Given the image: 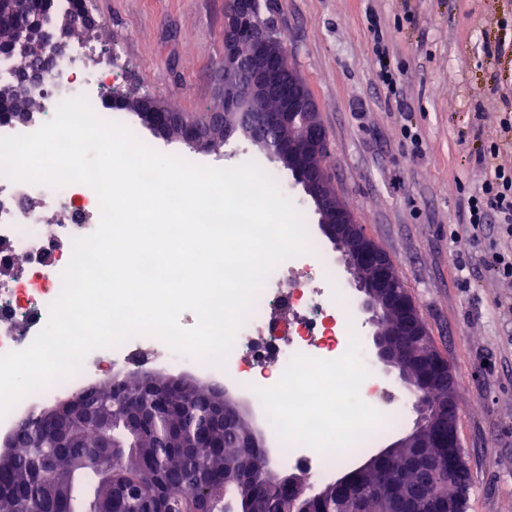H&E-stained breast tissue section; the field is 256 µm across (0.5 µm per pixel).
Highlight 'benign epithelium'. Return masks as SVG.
Returning a JSON list of instances; mask_svg holds the SVG:
<instances>
[{"label":"benign epithelium","instance_id":"benign-epithelium-1","mask_svg":"<svg viewBox=\"0 0 512 512\" xmlns=\"http://www.w3.org/2000/svg\"><path fill=\"white\" fill-rule=\"evenodd\" d=\"M72 31L68 22L50 23L42 19L40 40L44 49L55 52ZM288 56L276 28L257 18V0H234V8L224 20V61L219 66L224 90V109L210 112L209 132L242 130L255 144L266 149L282 166L291 172L296 183L313 202L323 233L336 246L348 274V285L360 294V308L366 315L365 324L372 329L371 352L376 362L398 370L401 381L414 397L419 418L407 439L417 448H428L438 439L448 440L445 470L448 485L458 483L461 459L454 418L457 402L453 383H448V405L440 408L424 396L427 389L443 379L442 357H429L420 365V373L409 377L403 361L412 355L408 337L419 336L425 325L416 306L406 293L396 291L398 275L393 264L371 240L360 231L353 216L331 192L322 171L315 168L300 173L293 161L300 153H317L326 133L315 115L318 108L312 96L298 81L285 82ZM163 108L153 104L150 110L137 112L143 125L154 133L166 135L163 128ZM307 118L305 126L294 139L272 141L268 132L292 122L297 116ZM177 124L183 129L186 143L199 152L211 149L208 132L177 113ZM153 377H146V388L128 401L126 418L129 425L141 428L153 414L166 408L163 394L152 387ZM75 397L45 407L41 419L45 431L59 445L65 444L62 417L79 404Z\"/></svg>","mask_w":512,"mask_h":512}]
</instances>
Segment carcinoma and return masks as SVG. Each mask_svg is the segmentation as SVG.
<instances>
[{
    "mask_svg": "<svg viewBox=\"0 0 512 512\" xmlns=\"http://www.w3.org/2000/svg\"><path fill=\"white\" fill-rule=\"evenodd\" d=\"M50 2L27 0L22 10L0 21V58L19 57L27 64L43 52L32 37L22 46L18 38L30 32ZM33 107L34 101L18 95L17 84H0V116L15 118ZM142 386L141 377L133 374L82 392L112 418L110 448L100 447L101 431L88 427L78 408L65 414L66 448L55 447L38 414L21 419L13 457L0 467V512H103L108 507L119 512L132 495L139 512H224V501L209 485L224 480L234 508L260 496L266 512H277L281 485L273 483L263 444L253 439L247 422L220 416V407L232 404L226 395L201 382L192 384L174 394L177 405L192 408L191 416H161L147 430L133 433L121 409ZM199 419L210 421V447L168 437L176 423ZM446 451L443 441L433 448H393L385 466L372 464L362 481L351 479L335 496L306 502L303 512H438L454 492L443 477L425 490L419 463L440 460ZM49 457L52 468L47 469L42 460Z\"/></svg>",
    "mask_w": 512,
    "mask_h": 512,
    "instance_id": "cac0c4a2",
    "label": "carcinoma"
}]
</instances>
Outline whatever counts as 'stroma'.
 Instances as JSON below:
<instances>
[{
  "label": "stroma",
  "instance_id": "stroma-1",
  "mask_svg": "<svg viewBox=\"0 0 512 512\" xmlns=\"http://www.w3.org/2000/svg\"><path fill=\"white\" fill-rule=\"evenodd\" d=\"M228 0H86L83 35L125 64L121 93L178 112L222 103ZM308 85L327 133L324 175L367 237L392 261L463 401L456 429L471 487L465 512H512V280L487 263L493 238L475 244L458 202L485 178L475 160L498 142L512 166V0H271L262 9ZM383 36L397 90L378 77ZM424 141L414 156L404 138ZM264 160L310 232L318 215L292 177L235 134L202 153L204 166ZM470 264L468 275L458 262Z\"/></svg>",
  "mask_w": 512,
  "mask_h": 512
}]
</instances>
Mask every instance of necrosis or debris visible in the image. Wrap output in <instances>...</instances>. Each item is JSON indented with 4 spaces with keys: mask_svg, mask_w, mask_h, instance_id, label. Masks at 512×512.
Instances as JSON below:
<instances>
[{
    "mask_svg": "<svg viewBox=\"0 0 512 512\" xmlns=\"http://www.w3.org/2000/svg\"><path fill=\"white\" fill-rule=\"evenodd\" d=\"M94 54V44L80 39L59 50L47 71L28 73L22 88L39 107L27 120L0 121V137L35 132L54 117L62 100L77 95L86 96L101 118L130 126L127 114L105 94L120 79L113 67L116 56H101L92 65L88 59ZM99 217L98 197L87 185L51 188L0 175V240L11 245L10 251L0 252V265H22L9 287L0 286V353L26 349L46 326L72 241L91 234ZM310 246V252L281 262L268 275L226 362L205 363L158 338L137 335L91 351L77 373L23 397L0 417V430L12 429L37 403L89 385L102 372H123L140 360L196 371L261 403L268 388H276L279 409L265 415L278 445L273 468L329 476L349 459L329 448L336 432L350 434L365 448L373 446L382 428L356 425L370 363L363 339L350 323L353 303L337 286L333 262L318 240ZM281 310L288 311L295 326L283 336L276 333ZM238 360L245 362L247 377L231 369Z\"/></svg>",
    "mask_w": 512,
    "mask_h": 512,
    "instance_id": "obj_1",
    "label": "necrosis or debris"
}]
</instances>
